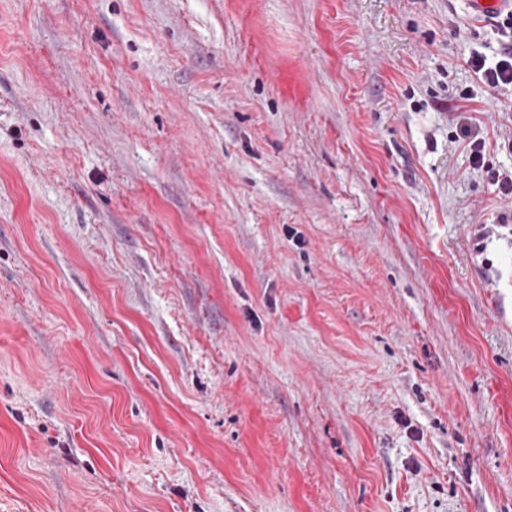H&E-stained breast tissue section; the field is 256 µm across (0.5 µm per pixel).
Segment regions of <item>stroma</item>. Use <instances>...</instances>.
<instances>
[{
	"label": "stroma",
	"instance_id": "obj_1",
	"mask_svg": "<svg viewBox=\"0 0 512 512\" xmlns=\"http://www.w3.org/2000/svg\"><path fill=\"white\" fill-rule=\"evenodd\" d=\"M464 2L0 0V512H512Z\"/></svg>",
	"mask_w": 512,
	"mask_h": 512
}]
</instances>
